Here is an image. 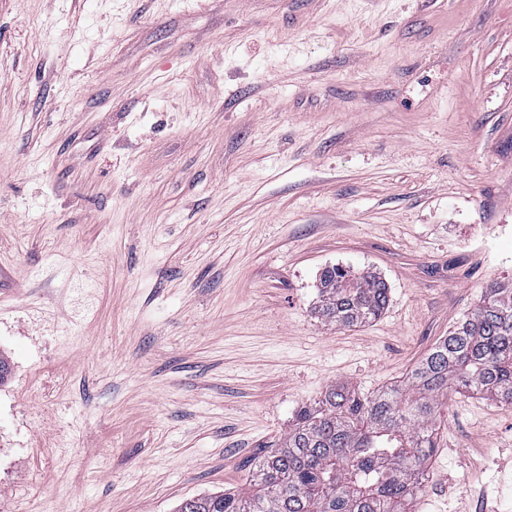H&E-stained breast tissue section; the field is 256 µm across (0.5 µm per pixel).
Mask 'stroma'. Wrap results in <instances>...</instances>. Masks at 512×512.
Returning <instances> with one entry per match:
<instances>
[{
	"label": "stroma",
	"instance_id": "stroma-1",
	"mask_svg": "<svg viewBox=\"0 0 512 512\" xmlns=\"http://www.w3.org/2000/svg\"><path fill=\"white\" fill-rule=\"evenodd\" d=\"M504 280L512 0H0V512L244 490ZM410 512H512L511 404L449 395ZM389 301L390 288L380 276L330 265L319 276L314 314L325 324L354 327L378 318Z\"/></svg>",
	"mask_w": 512,
	"mask_h": 512
}]
</instances>
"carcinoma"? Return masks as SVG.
Segmentation results:
<instances>
[{"mask_svg":"<svg viewBox=\"0 0 512 512\" xmlns=\"http://www.w3.org/2000/svg\"><path fill=\"white\" fill-rule=\"evenodd\" d=\"M389 301L380 276L330 265L314 314L354 327ZM461 391L512 403V281L489 285L404 383L371 394L333 385L300 407L279 448L255 465L249 494H201L177 512H408L438 447L441 398Z\"/></svg>","mask_w":512,"mask_h":512,"instance_id":"obj_1","label":"carcinoma"}]
</instances>
